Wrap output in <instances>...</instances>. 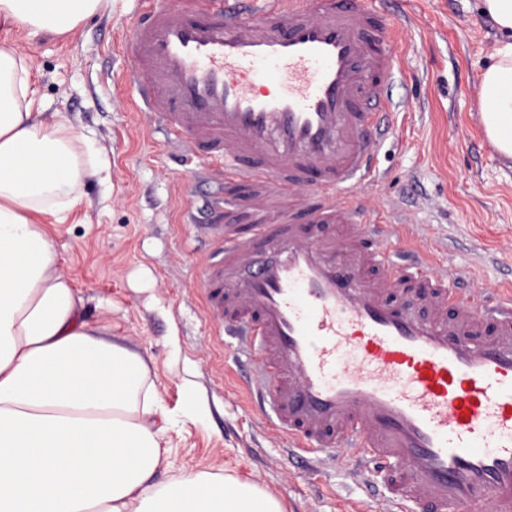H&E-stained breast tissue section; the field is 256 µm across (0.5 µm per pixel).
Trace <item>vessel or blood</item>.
<instances>
[{
  "label": "vessel or blood",
  "mask_w": 512,
  "mask_h": 512,
  "mask_svg": "<svg viewBox=\"0 0 512 512\" xmlns=\"http://www.w3.org/2000/svg\"><path fill=\"white\" fill-rule=\"evenodd\" d=\"M398 26L370 0H151L129 40L147 109L248 189L200 288L254 406L390 512H512V288L454 293L429 245L393 261L405 227L372 209ZM411 282L425 313L392 300Z\"/></svg>",
  "instance_id": "vessel-or-blood-1"
}]
</instances>
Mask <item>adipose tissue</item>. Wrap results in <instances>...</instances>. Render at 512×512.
I'll use <instances>...</instances> for the list:
<instances>
[{
    "label": "adipose tissue",
    "mask_w": 512,
    "mask_h": 512,
    "mask_svg": "<svg viewBox=\"0 0 512 512\" xmlns=\"http://www.w3.org/2000/svg\"><path fill=\"white\" fill-rule=\"evenodd\" d=\"M112 0H0V21L62 35ZM498 38L478 85L487 140L512 158V0H480ZM36 110L25 55L0 45V512H282L255 484L172 472L141 353L106 339L61 270L48 228L68 223L103 160Z\"/></svg>",
    "instance_id": "obj_1"
}]
</instances>
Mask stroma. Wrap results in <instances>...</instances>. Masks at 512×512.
Returning a JSON list of instances; mask_svg holds the SVG:
<instances>
[{
    "mask_svg": "<svg viewBox=\"0 0 512 512\" xmlns=\"http://www.w3.org/2000/svg\"><path fill=\"white\" fill-rule=\"evenodd\" d=\"M401 21L400 65L388 87L394 124L379 153L377 211L436 247L443 266L475 287L512 280V160L486 139L478 116L479 77L496 29L479 0H371ZM138 0L63 37L29 38L0 29V42L26 54L45 112L92 136L81 160L104 157L106 181L89 180L74 220L51 229L63 272L89 302L90 322L147 360L169 414L166 439L177 470H210L257 484L284 512H387L384 489L346 459L315 473L288 450L272 413L251 408L237 351L203 309L201 267L222 247L213 225L216 186L207 159L179 154L178 138L134 108L131 45Z\"/></svg>",
    "mask_w": 512,
    "mask_h": 512,
    "instance_id": "stroma-1",
    "label": "stroma"
}]
</instances>
